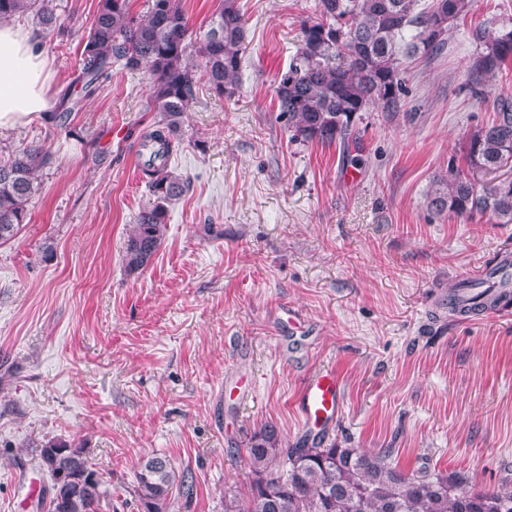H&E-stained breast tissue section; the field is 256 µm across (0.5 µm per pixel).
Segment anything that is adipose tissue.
<instances>
[{"label": "adipose tissue", "instance_id": "adipose-tissue-1", "mask_svg": "<svg viewBox=\"0 0 512 512\" xmlns=\"http://www.w3.org/2000/svg\"><path fill=\"white\" fill-rule=\"evenodd\" d=\"M47 60L35 53L23 29L0 25V129L39 116L47 107Z\"/></svg>", "mask_w": 512, "mask_h": 512}]
</instances>
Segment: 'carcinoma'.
Listing matches in <instances>:
<instances>
[{"instance_id":"obj_1","label":"carcinoma","mask_w":512,"mask_h":512,"mask_svg":"<svg viewBox=\"0 0 512 512\" xmlns=\"http://www.w3.org/2000/svg\"><path fill=\"white\" fill-rule=\"evenodd\" d=\"M470 0H317L314 20L301 22L302 45L276 87L279 112L288 117L293 137L303 142L344 145L358 117L379 104L399 109L400 55L431 57L448 44V30L469 12ZM32 13L48 30L57 24L53 0H0V24ZM470 64L471 93L484 98V83L512 65V29L475 31ZM246 21L238 0H220L207 28L194 37L178 0H148L133 14L129 0H99L85 38L78 73L47 111L66 124L82 102L95 96L112 68L144 69L150 87L146 111L157 115L141 135V173L153 201L136 215L123 261L130 273L154 260L165 236L168 207L187 180L169 168L181 145L185 115L196 100L195 71L187 64L196 45L200 72L218 96L232 97L242 82ZM494 118L468 140L467 167L490 174L479 184L464 170L427 191L430 207L469 218L488 212L498 224H512V177L495 173L512 165V98L498 96ZM53 154L40 144L16 146L0 162V244L12 240L31 221L29 202L39 193ZM245 455L251 478L247 488H224V512H512V490L473 492L441 473H409L384 452L341 448L325 430L308 447L284 446L278 431L264 425L250 436ZM40 466L50 483L41 506L47 512H99L107 481L85 449L49 441L40 449ZM135 495L141 512H170L171 493L189 497L191 470L176 472L169 460L150 456L137 464Z\"/></svg>"}]
</instances>
